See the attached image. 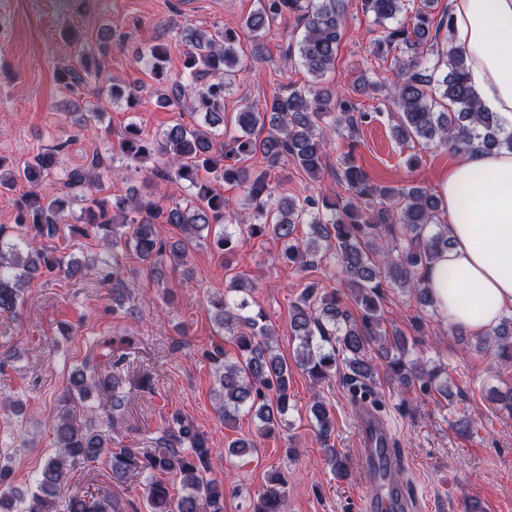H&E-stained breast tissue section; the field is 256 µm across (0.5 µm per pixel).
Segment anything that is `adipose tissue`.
<instances>
[{"label":"adipose tissue","mask_w":512,"mask_h":512,"mask_svg":"<svg viewBox=\"0 0 512 512\" xmlns=\"http://www.w3.org/2000/svg\"><path fill=\"white\" fill-rule=\"evenodd\" d=\"M451 43L482 107L512 127V0H452ZM448 249L424 268L439 317L479 335L512 314V151L466 154L439 185Z\"/></svg>","instance_id":"obj_1"}]
</instances>
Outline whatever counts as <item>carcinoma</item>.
Returning a JSON list of instances; mask_svg holds the SVG:
<instances>
[{
    "label": "carcinoma",
    "instance_id": "1",
    "mask_svg": "<svg viewBox=\"0 0 512 512\" xmlns=\"http://www.w3.org/2000/svg\"><path fill=\"white\" fill-rule=\"evenodd\" d=\"M434 6L435 0L417 4L413 0H364L365 11L383 26L373 54L383 57L400 47L403 51L394 57V79L364 77L362 87L388 90L397 111L393 129L401 143L452 151L512 150V131L497 114L481 108L471 89L464 56L439 42L440 34L450 29V14L444 12L436 19ZM344 9L345 0H258L257 9L235 27L218 28L213 34L190 31L184 36L183 68L191 83L175 84L166 91L156 89V104L178 107L186 96L191 99L192 112L203 121L177 123L155 137L131 123L118 154L109 148L103 155L95 154L87 168L66 175L70 189H99L114 161L137 172L150 162L152 172L187 184L188 196L174 205L165 208L135 194L85 197L77 224H68V195L40 191L60 167V149L39 152L7 172L0 159V191H11L20 182L30 187L18 204L16 224L21 234L9 242L0 237V315L16 311L31 283L78 268L76 262L40 245L66 230L83 235L93 232L112 253V302L122 309L119 252L133 253L158 276L168 262L188 268L187 246L199 245L206 237L218 251L230 253L236 230L244 223L251 235H270L281 242L280 258L300 269L314 265L319 256L332 259L361 308L360 318H352L339 293L327 292L316 283L309 284L292 305L289 327L297 341L294 363L313 382L337 375L353 385L373 381L378 376L377 358L400 386L419 381L441 397H450L448 383L437 382V372L427 369V362L416 355L405 334L381 329L380 318L385 283L416 294L425 306L432 305L421 270L448 249L445 225L439 223L440 198L417 187L380 186L347 161L337 179L347 185L348 196L277 198L267 172L254 173L240 165L244 157L259 152L269 166L290 160L315 181L323 172L326 148L336 127L343 124L354 131L370 118L352 100L337 99L336 91L325 83L335 67ZM286 13L303 28L296 47L288 49L287 59L297 61L311 80L274 95L261 109L242 108L233 132L217 144L213 128L224 122V94L247 66L239 53L241 35L248 33L257 40ZM402 13L411 14V25H385ZM145 58L152 62L156 81L169 82L165 73L168 47L151 45L137 60ZM91 73L88 58L80 53L76 64L57 70L56 79L70 87ZM220 182L243 188L255 223L224 212V194L216 188ZM160 222L175 225L182 240L171 244L159 238L156 224ZM301 224L310 229L303 237L297 234ZM383 229L391 233L394 245L381 250L375 238ZM252 288L251 282L234 276L224 293L212 297L215 322L236 351L229 355L216 345L204 356L213 368L217 412L224 423L252 414L261 430L271 434L288 410L291 371L278 353L276 332L266 316L247 311L244 295ZM479 349L512 359V318L479 337ZM139 350V337L128 332L97 341L60 395L53 426L56 453L44 462L36 491L28 498L17 491L11 467L0 461V512H104L99 501L61 496L72 468L103 457L110 463L113 480L143 477L148 512H224V484L207 478L215 449L187 417L175 414L162 434L152 439L150 449L118 451L110 448L93 422L95 407L90 400L100 394H112V411L121 409L125 398L120 391L121 373ZM310 412L319 440L329 449L327 465L336 477L349 478L350 458L329 446L334 426L326 407L317 399ZM161 474L178 478L183 494H171ZM284 485L277 478L263 487L254 512H282Z\"/></svg>",
    "mask_w": 512,
    "mask_h": 512
}]
</instances>
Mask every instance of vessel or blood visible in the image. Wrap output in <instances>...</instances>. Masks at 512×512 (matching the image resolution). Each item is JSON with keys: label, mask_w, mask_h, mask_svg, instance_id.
<instances>
[{"label": "vessel or blood", "mask_w": 512, "mask_h": 512, "mask_svg": "<svg viewBox=\"0 0 512 512\" xmlns=\"http://www.w3.org/2000/svg\"><path fill=\"white\" fill-rule=\"evenodd\" d=\"M361 461L372 485L367 512H412V499L398 486L387 482L386 472L399 466L401 459L392 447L394 439L382 418L373 411L359 413Z\"/></svg>", "instance_id": "vessel-or-blood-1"}]
</instances>
